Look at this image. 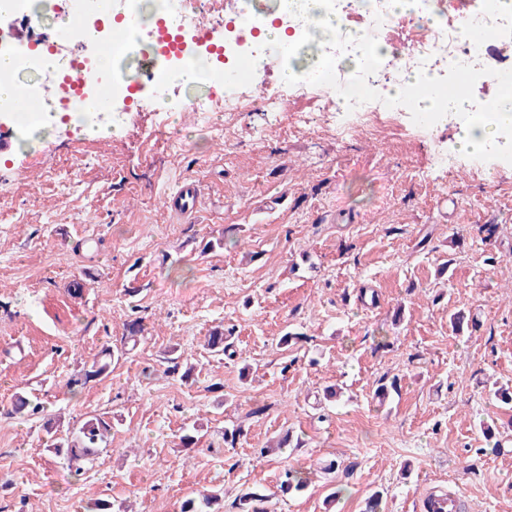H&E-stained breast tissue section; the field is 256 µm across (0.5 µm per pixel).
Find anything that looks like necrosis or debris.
<instances>
[{
  "label": "necrosis or debris",
  "instance_id": "4bbe7bcc",
  "mask_svg": "<svg viewBox=\"0 0 512 512\" xmlns=\"http://www.w3.org/2000/svg\"><path fill=\"white\" fill-rule=\"evenodd\" d=\"M289 0H274L264 7L259 0H119V10L138 17L141 22L153 21L157 9L177 13L182 30L177 46L166 39L153 37L144 43L134 39L120 47L122 61L136 60L137 73L114 77L112 71L99 67L95 58L81 57L79 64L94 69L99 79L90 87L93 95L102 91L117 97H130L140 91L139 74L145 70L169 72L178 70L186 61L203 59L224 66L237 67L244 58L267 55L269 45L257 35L269 17L278 23L288 21ZM339 14L342 23L334 33L338 52L348 66L334 67L324 62L325 39L319 38L316 22L294 34L285 55L295 64L293 91L298 96L321 100L328 118H335L337 108H344L354 117L353 124H337V135H347L352 126L373 127L382 114L402 112L403 101L383 95L385 86L397 81L402 69H411L419 78L456 90L460 87L485 86L493 82L495 72L483 48L468 36L466 27L491 28L502 44L512 45V15L501 11L499 0H429L428 6L439 19L434 29H425L418 16H409L401 27H394L385 0H327ZM362 24L364 35L352 37L348 22ZM223 31V44L198 37L199 28ZM341 84L346 96L341 104L323 97L322 86Z\"/></svg>",
  "mask_w": 512,
  "mask_h": 512
}]
</instances>
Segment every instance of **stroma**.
Returning a JSON list of instances; mask_svg holds the SVG:
<instances>
[{
    "label": "stroma",
    "instance_id": "stroma-1",
    "mask_svg": "<svg viewBox=\"0 0 512 512\" xmlns=\"http://www.w3.org/2000/svg\"><path fill=\"white\" fill-rule=\"evenodd\" d=\"M258 84L231 118L183 103L242 84L167 83L107 135L45 129L0 155V507L179 512L218 491L241 512L255 490L266 512H360L378 491L414 512L443 488L461 512H512V408L493 396L512 388V158L461 152L415 112L341 138L279 71ZM187 179L192 221L163 204ZM105 348L111 373L70 390ZM172 348L191 378L168 373ZM18 393L41 412L14 414ZM94 415L106 449L73 467L50 452L47 422ZM287 467L309 478L290 497Z\"/></svg>",
    "mask_w": 512,
    "mask_h": 512
}]
</instances>
